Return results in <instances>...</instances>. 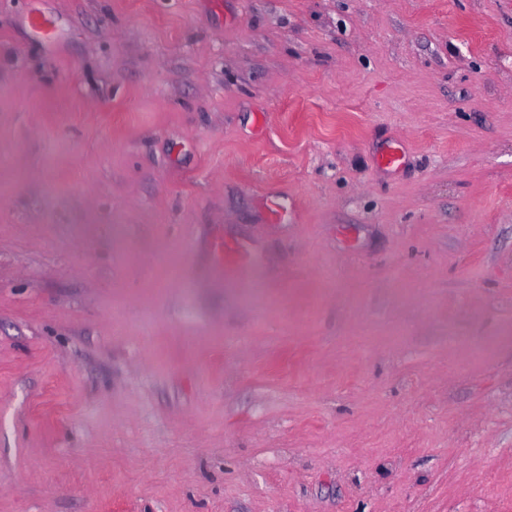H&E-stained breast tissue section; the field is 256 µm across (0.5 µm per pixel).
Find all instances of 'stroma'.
<instances>
[{"label":"stroma","mask_w":512,"mask_h":512,"mask_svg":"<svg viewBox=\"0 0 512 512\" xmlns=\"http://www.w3.org/2000/svg\"><path fill=\"white\" fill-rule=\"evenodd\" d=\"M0 512H512V0H0Z\"/></svg>","instance_id":"35a3bbf8"}]
</instances>
